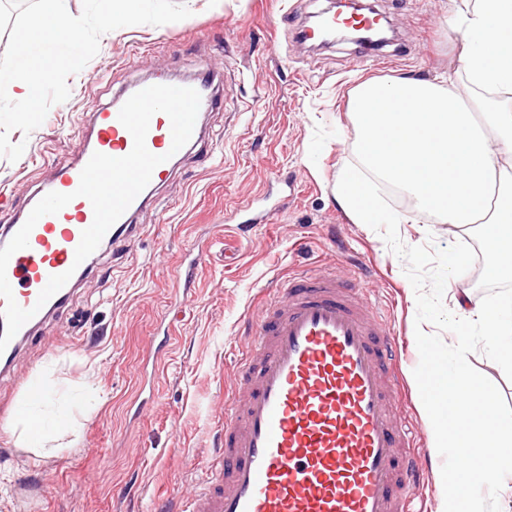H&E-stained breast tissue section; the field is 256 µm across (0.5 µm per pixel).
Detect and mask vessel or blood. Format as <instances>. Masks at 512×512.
Segmentation results:
<instances>
[{
	"label": "vessel or blood",
	"instance_id": "b4317fda",
	"mask_svg": "<svg viewBox=\"0 0 512 512\" xmlns=\"http://www.w3.org/2000/svg\"><path fill=\"white\" fill-rule=\"evenodd\" d=\"M213 79L205 70L187 82L198 91L204 112L217 104ZM119 111L115 104L95 113L89 140L43 187L72 194V201L40 218L28 248L8 263L16 302L36 313L0 353L2 368H9L33 330L69 297L65 286L45 304L37 302L49 277L72 266L81 234L93 221L91 203L75 194L83 168L93 153L122 157L133 148ZM171 145L168 116L155 114L148 150L162 155ZM171 167L166 161L154 169L151 187L106 240L140 233L133 218ZM256 335L255 350L239 363L234 392L224 402L218 442L206 464L207 484L187 512H408L405 490L421 464L409 450L412 431L395 413L397 347L355 276H290L259 312Z\"/></svg>",
	"mask_w": 512,
	"mask_h": 512
}]
</instances>
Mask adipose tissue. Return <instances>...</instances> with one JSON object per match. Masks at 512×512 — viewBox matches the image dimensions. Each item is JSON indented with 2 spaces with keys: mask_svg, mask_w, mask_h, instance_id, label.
I'll return each mask as SVG.
<instances>
[{
  "mask_svg": "<svg viewBox=\"0 0 512 512\" xmlns=\"http://www.w3.org/2000/svg\"><path fill=\"white\" fill-rule=\"evenodd\" d=\"M449 28L460 34L461 68L431 78L367 80L350 93L349 112L356 131L362 171L338 175L337 204L357 224H410L414 213L464 229L482 227L488 273L512 278V0H453ZM400 189L412 212L382 210V184ZM449 316L456 333L480 328L494 340L498 362L512 367V305L477 304L469 291H452ZM430 350L429 371L413 375L431 450L487 448L489 460L472 457L439 475L437 512H479L474 491L487 474L498 512H512V411L501 409L493 388L479 383L460 356L448 367ZM451 373L454 387L430 383V372ZM37 405L17 416L31 453L49 456L51 439ZM458 427H450L449 417Z\"/></svg>",
  "mask_w": 512,
  "mask_h": 512,
  "instance_id": "adipose-tissue-1",
  "label": "adipose tissue"
}]
</instances>
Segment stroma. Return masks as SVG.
I'll list each match as a JSON object with an SVG mask.
<instances>
[{"label": "stroma", "mask_w": 512, "mask_h": 512, "mask_svg": "<svg viewBox=\"0 0 512 512\" xmlns=\"http://www.w3.org/2000/svg\"><path fill=\"white\" fill-rule=\"evenodd\" d=\"M191 17L123 27L101 37L98 54L67 83L15 162L0 156V231L33 191L74 157L92 116L136 80L213 69L222 102L202 119L203 140L160 184L135 218L134 240L104 244L62 308L0 374V512H156L169 497L187 503L207 480L224 399L252 347V315L270 286L300 269L347 274L362 266L366 296L386 318L402 356L398 417L416 435L426 466L417 512H437L442 455L429 451L413 392L416 329L447 361L456 358L449 284L474 301L512 298V280L485 275L475 230L417 224H357L333 187L359 167L348 112L366 79L430 77L459 67L460 39L448 30L450 0H375L395 39L364 61L344 42L322 48L299 32L327 0H184ZM258 217L238 231L237 210ZM209 254L190 286L176 281L189 250ZM236 253L225 264V252ZM465 256L449 271L448 257ZM465 341L473 372L512 409V370L480 330ZM57 387L44 412L63 449L34 460L6 432L28 385Z\"/></svg>", "instance_id": "1"}]
</instances>
